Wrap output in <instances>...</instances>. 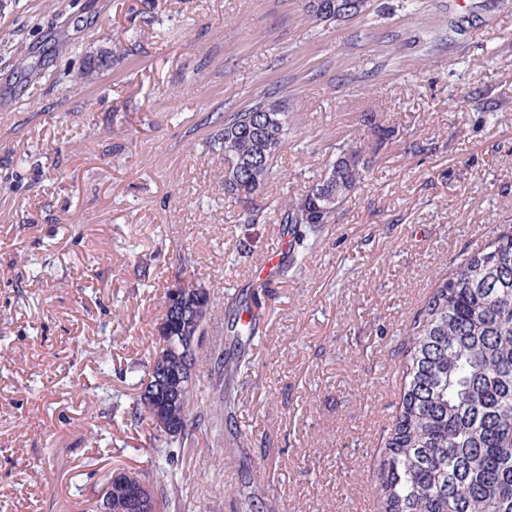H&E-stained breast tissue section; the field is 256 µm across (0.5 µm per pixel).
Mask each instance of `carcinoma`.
<instances>
[{"instance_id": "cac0c4a2", "label": "carcinoma", "mask_w": 512, "mask_h": 512, "mask_svg": "<svg viewBox=\"0 0 512 512\" xmlns=\"http://www.w3.org/2000/svg\"><path fill=\"white\" fill-rule=\"evenodd\" d=\"M285 105L265 97L224 117L213 139L224 154V194L250 204L272 175L285 145ZM366 146L339 152L323 178L301 197L275 205L282 224L299 226L298 242L317 238L365 177ZM166 290L139 411L167 426L164 442L188 440L201 428L190 416L196 388L193 337L208 335L214 294L177 276ZM257 318L235 313L236 342L256 335ZM403 383L391 427L382 438L376 473L377 512H512V227L499 226L484 247L462 255L441 275L401 343ZM222 394L210 419L233 413ZM134 475L169 508L176 491ZM126 478L109 481L115 508L140 512Z\"/></svg>"}]
</instances>
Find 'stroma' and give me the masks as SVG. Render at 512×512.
<instances>
[{
  "label": "stroma",
  "mask_w": 512,
  "mask_h": 512,
  "mask_svg": "<svg viewBox=\"0 0 512 512\" xmlns=\"http://www.w3.org/2000/svg\"><path fill=\"white\" fill-rule=\"evenodd\" d=\"M104 57L83 78L90 59ZM286 101L288 142L243 207L224 194L216 116ZM394 131L376 145L366 117ZM364 138V182L303 270L266 280L272 204ZM423 144L421 153L410 143ZM512 224V0H371L320 23L304 0H0V512H83L131 466L185 512H366L400 398L399 344L439 273ZM260 329L223 425L170 444L136 416L178 258Z\"/></svg>",
  "instance_id": "1"
}]
</instances>
